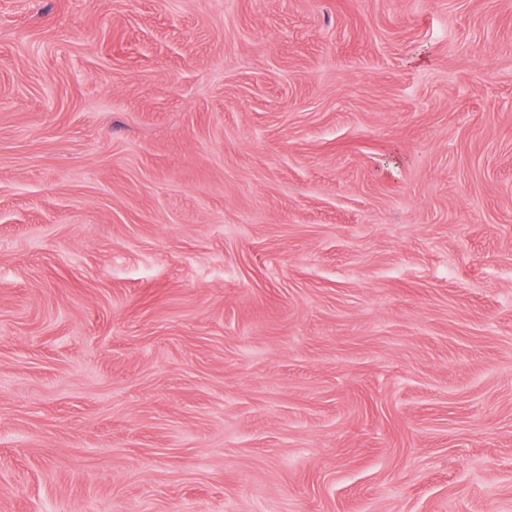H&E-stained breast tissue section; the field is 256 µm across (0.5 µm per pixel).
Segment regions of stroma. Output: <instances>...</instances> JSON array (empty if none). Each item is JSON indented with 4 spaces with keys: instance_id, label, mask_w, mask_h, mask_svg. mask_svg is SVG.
I'll return each mask as SVG.
<instances>
[{
    "instance_id": "1",
    "label": "stroma",
    "mask_w": 512,
    "mask_h": 512,
    "mask_svg": "<svg viewBox=\"0 0 512 512\" xmlns=\"http://www.w3.org/2000/svg\"><path fill=\"white\" fill-rule=\"evenodd\" d=\"M0 512H512V0H0Z\"/></svg>"
}]
</instances>
